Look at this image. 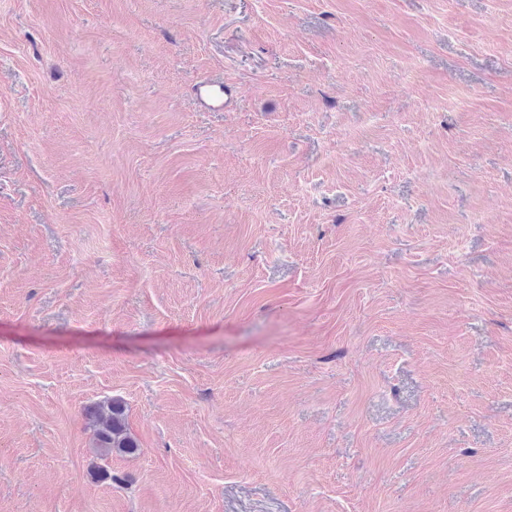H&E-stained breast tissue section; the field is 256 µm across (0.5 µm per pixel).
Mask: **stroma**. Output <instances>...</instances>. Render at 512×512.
<instances>
[{"label": "stroma", "mask_w": 512, "mask_h": 512, "mask_svg": "<svg viewBox=\"0 0 512 512\" xmlns=\"http://www.w3.org/2000/svg\"><path fill=\"white\" fill-rule=\"evenodd\" d=\"M0 512H512V0H0ZM192 91L199 104L212 112L228 111L236 98L234 88L224 84L223 80H200L193 85ZM88 426L93 432V448L101 460L113 453L132 455L138 444L126 424L125 407L122 402L112 400L85 410Z\"/></svg>", "instance_id": "35a3bbf8"}]
</instances>
